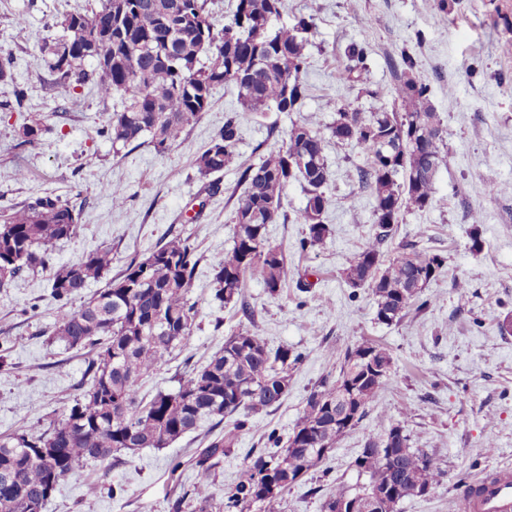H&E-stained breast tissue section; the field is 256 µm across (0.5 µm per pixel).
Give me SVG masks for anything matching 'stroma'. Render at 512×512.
<instances>
[{
	"mask_svg": "<svg viewBox=\"0 0 512 512\" xmlns=\"http://www.w3.org/2000/svg\"><path fill=\"white\" fill-rule=\"evenodd\" d=\"M96 0H0V52L11 54L14 78L0 81V101L23 89L19 108L0 110V212L35 195L52 194L83 210L77 234L54 247L55 265L77 260L101 243L112 246V265L85 288H105L131 258L150 253L172 236L188 237L198 263L190 292L194 318L187 339L166 365L146 378L141 393L176 387L186 366L205 364L227 336L258 321L270 347L300 353L287 395L267 413L254 415L225 449L212 481L198 485L190 456L203 450L217 430H235L233 418L221 427L204 423L163 449L143 448L118 464H93L62 480L43 512H195L201 501L219 504L246 474L254 454L267 447L269 432L288 437L302 416L306 398L324 376L334 373L333 349L365 340L383 344L393 358L390 379L358 427L341 437L326 460L283 494L282 512H322L337 486L366 483L354 461L366 441L403 421L411 445L424 449L441 469L438 485L406 498L400 512H457L460 479L475 480L501 465H512V335L498 321L512 311V0H283L280 20L313 15L302 79L308 95L301 111L245 115L237 162L216 179L211 194L195 160L239 110L233 83L216 86L208 112L189 126L168 154L151 143L113 149L100 130L121 108L120 96L103 101L90 87L47 90L40 47L59 34V21ZM447 19L437 23L439 9ZM369 51L368 78L386 88L382 97L358 94L343 80L347 46ZM414 61L413 77L431 87L430 103L444 130L450 163L436 175V192L425 210H406L388 241L389 256L403 243L443 253L448 264L424 290L430 303L410 310L391 325L375 318L368 287H350L344 271L374 231L373 200L359 188L364 153L328 140L323 242L302 247L304 227L296 220L305 198L290 184L278 223L267 237L286 258V280L270 294L260 277L247 280L251 310L219 306L211 297L212 255L233 244L231 217L245 185L240 167L259 164L285 143L295 122L317 115L336 117L339 100L370 115L396 111L392 62ZM32 119L46 125L34 143L20 145L19 128ZM121 185L123 207L107 194ZM479 229L482 249L473 252L470 233ZM464 276L459 294L454 276ZM47 273L25 275L0 288V435L40 431L80 393L89 356L85 350L49 341L55 309ZM181 468L170 473L171 460ZM99 491L90 494V483Z\"/></svg>",
	"mask_w": 512,
	"mask_h": 512,
	"instance_id": "stroma-1",
	"label": "stroma"
}]
</instances>
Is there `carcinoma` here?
I'll use <instances>...</instances> for the list:
<instances>
[{
    "label": "carcinoma",
    "mask_w": 512,
    "mask_h": 512,
    "mask_svg": "<svg viewBox=\"0 0 512 512\" xmlns=\"http://www.w3.org/2000/svg\"><path fill=\"white\" fill-rule=\"evenodd\" d=\"M210 0H98L96 7L61 21L63 34L42 48L45 85L91 84L103 101L121 96L122 110L112 113L101 135L112 147L139 145L152 135L156 153L169 152L184 129L211 104L212 89L226 81L238 87L240 112L196 159L206 177L224 171L236 157L240 114L299 112L307 96L301 81L305 48L314 25L311 15L276 29L281 0H237L231 19L217 27ZM347 83L369 96H382L367 80V51L346 52ZM405 70L396 76L400 112H375L366 117L342 100L336 120L328 126L336 143H355L366 153L358 168L361 188L374 200L373 235L345 270L353 288L368 286L377 320L390 325L427 301L422 294L447 265L442 253L423 252L406 243L402 253L385 259L384 245L402 212L429 207L439 168L447 163L443 129L433 112L427 83ZM325 137L313 117L292 125L288 140L258 165L241 172L245 184L232 222L233 245L212 256L213 296L224 305L238 304L250 327L224 339V347L202 367L178 380L174 390L140 397L143 378L167 362L172 350L190 334L194 306L189 292L197 266L189 239L176 235L141 258L133 257L104 290L73 302L89 283L112 265V247L100 245L75 262L54 268L48 282L55 304L53 339L70 348L89 349L82 393L61 416L40 432L0 436V512H43L60 481L96 462L122 461L141 448H167L205 421L215 424L236 413L234 429L213 440L196 461L197 478L209 481L213 459L234 444L236 432L249 416L267 411L288 392L290 371L300 356L268 347L254 315L247 309L243 288L247 276L258 274L276 294L285 284L286 260L270 245L267 226L278 223L282 198L292 182L303 188L305 204L298 214L305 226L302 246L321 243L329 234L322 215L328 204ZM82 208L58 197L37 196L0 216V288L37 273L52 263L53 246L77 234ZM390 353L371 341L335 352L336 377L321 379L286 442L271 431L270 448L253 457L245 479L224 505L226 512H281L282 493L301 473L321 463L329 451L354 430L377 393L387 385L390 370L374 372L364 360ZM336 394L349 404L354 419L336 415L316 397ZM392 438L393 460L384 462L379 442ZM368 477L358 489L376 497L375 512H397L407 497L431 490L441 470L422 448L411 446L405 424L398 422L371 439L355 460ZM356 492V493H358ZM356 493L336 488L322 512H336V502Z\"/></svg>",
    "instance_id": "cac0c4a2"
}]
</instances>
